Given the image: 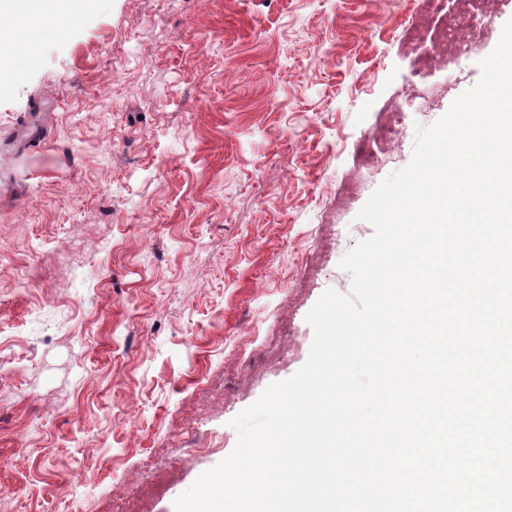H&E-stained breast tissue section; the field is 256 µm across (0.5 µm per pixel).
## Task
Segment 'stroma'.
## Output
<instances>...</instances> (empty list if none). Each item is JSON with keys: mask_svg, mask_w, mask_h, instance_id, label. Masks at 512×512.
<instances>
[{"mask_svg": "<svg viewBox=\"0 0 512 512\" xmlns=\"http://www.w3.org/2000/svg\"><path fill=\"white\" fill-rule=\"evenodd\" d=\"M416 0H97L0 87V512H174L306 362L371 193L475 86ZM398 149L358 168L388 101Z\"/></svg>", "mask_w": 512, "mask_h": 512, "instance_id": "stroma-1", "label": "stroma"}]
</instances>
